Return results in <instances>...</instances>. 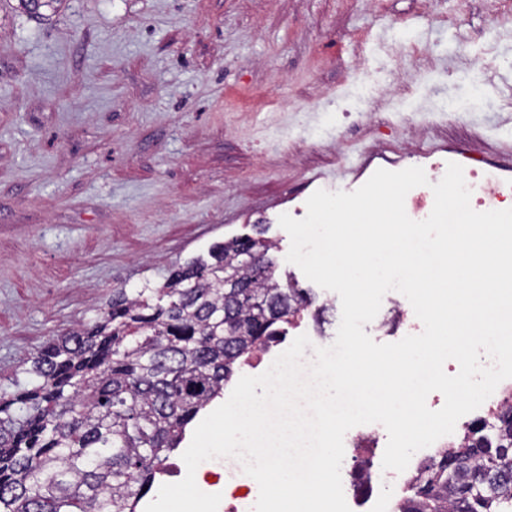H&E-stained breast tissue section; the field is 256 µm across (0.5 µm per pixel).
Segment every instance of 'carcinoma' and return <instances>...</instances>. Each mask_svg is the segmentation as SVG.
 Instances as JSON below:
<instances>
[{
	"label": "carcinoma",
	"instance_id": "carcinoma-1",
	"mask_svg": "<svg viewBox=\"0 0 512 512\" xmlns=\"http://www.w3.org/2000/svg\"><path fill=\"white\" fill-rule=\"evenodd\" d=\"M253 228L160 284L113 289L0 389V512H135L187 426L313 304ZM399 512H512V405L431 457Z\"/></svg>",
	"mask_w": 512,
	"mask_h": 512
}]
</instances>
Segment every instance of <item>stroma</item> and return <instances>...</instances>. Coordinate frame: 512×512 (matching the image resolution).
Wrapping results in <instances>:
<instances>
[{"label":"stroma","mask_w":512,"mask_h":512,"mask_svg":"<svg viewBox=\"0 0 512 512\" xmlns=\"http://www.w3.org/2000/svg\"><path fill=\"white\" fill-rule=\"evenodd\" d=\"M381 110L344 119L355 97ZM468 104L452 123L433 107ZM485 140L512 165V0H0V386L113 289L358 178Z\"/></svg>","instance_id":"35a3bbf8"}]
</instances>
